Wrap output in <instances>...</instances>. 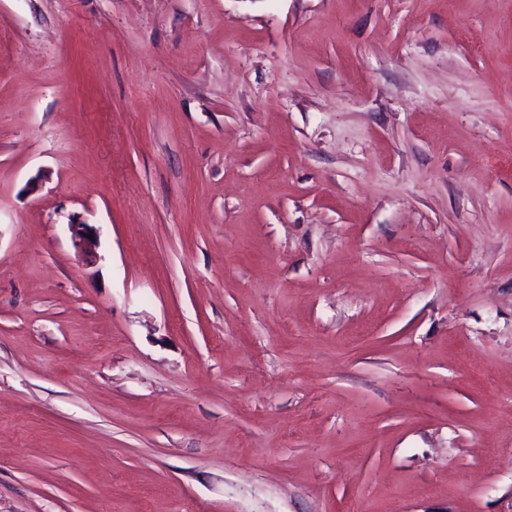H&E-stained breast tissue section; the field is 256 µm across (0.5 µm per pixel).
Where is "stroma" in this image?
<instances>
[{"mask_svg": "<svg viewBox=\"0 0 512 512\" xmlns=\"http://www.w3.org/2000/svg\"><path fill=\"white\" fill-rule=\"evenodd\" d=\"M0 512H512V0H0ZM70 231V238L77 254L82 257L86 265H93L97 262L99 242V230L93 224H85L69 220L67 224ZM92 234V238H89Z\"/></svg>", "mask_w": 512, "mask_h": 512, "instance_id": "stroma-1", "label": "stroma"}]
</instances>
